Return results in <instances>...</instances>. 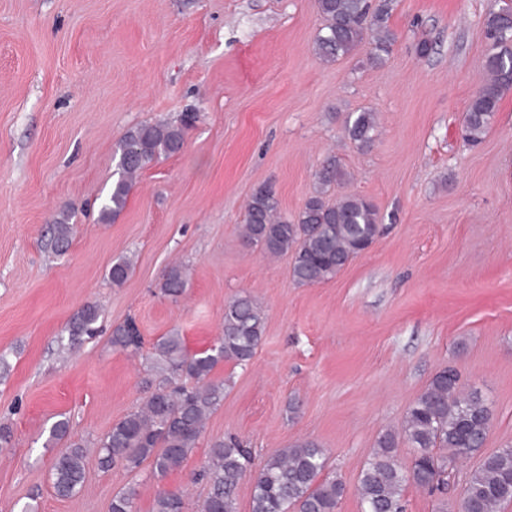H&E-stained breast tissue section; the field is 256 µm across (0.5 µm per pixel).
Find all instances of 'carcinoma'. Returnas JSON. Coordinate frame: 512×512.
Wrapping results in <instances>:
<instances>
[{"label":"carcinoma","mask_w":512,"mask_h":512,"mask_svg":"<svg viewBox=\"0 0 512 512\" xmlns=\"http://www.w3.org/2000/svg\"><path fill=\"white\" fill-rule=\"evenodd\" d=\"M323 27L314 44V54L322 61L348 56L372 33L376 61L387 54L395 36L387 25L392 0H317ZM488 48L484 57L485 78L470 99L464 114L467 140L482 141L490 128L505 92L512 90V6L504 5L485 19ZM196 116L187 113L177 124L159 122L136 126L125 133L114 150L116 160L112 193L101 207L100 218L107 222L124 209L137 174L148 164L179 153L187 130ZM376 123L373 112L352 113L346 122L348 138L359 148L371 145ZM345 173L336 157L327 156L316 173L314 195L307 198L292 218L279 212L278 199L269 185L251 195L244 224L245 239L272 255L292 253L290 273L299 285H315L336 275L352 259L365 252L380 233L378 211L366 197L348 194L334 203L323 195L340 183ZM62 215L49 227V246L57 257L64 256L76 233ZM132 269L124 256L112 263V284L122 285ZM189 286L186 266L166 269L161 294L174 301ZM101 317L98 304L79 308L65 326L68 347L98 333ZM264 333V317L247 294L236 295L224 304L222 336L199 353L186 350L179 333L161 337L147 357L149 390L143 405L112 424L94 442L70 435L69 420L62 417L50 427L48 445L66 440L68 445L53 460L51 481L55 494L71 498L86 478L89 448H96L103 470L121 464L137 472L148 463L151 477L161 482L179 470L196 447L208 416L224 403L226 382L212 379V372L224 362L246 366L254 357ZM112 346L131 354L141 352L142 340L134 322L112 329ZM459 376L451 367L438 371L407 409L398 432L387 431L377 442L373 457L361 470L354 493L362 512H405L403 490L412 482L432 488L448 473V465L458 466L471 457H482L469 473L462 498L469 512H496L512 503V446L485 455L483 446L490 432L493 412L479 391H458ZM405 442L415 449L410 470L396 459V449ZM250 449L234 438H218L210 443L207 460L198 479L207 486L200 512H237V491L242 479L253 473L251 512H337L346 494V485L328 470L325 449L310 439L297 441L269 457L252 472ZM137 492L125 487L112 495L109 512H137ZM154 512H186L181 491L161 490Z\"/></svg>","instance_id":"carcinoma-1"}]
</instances>
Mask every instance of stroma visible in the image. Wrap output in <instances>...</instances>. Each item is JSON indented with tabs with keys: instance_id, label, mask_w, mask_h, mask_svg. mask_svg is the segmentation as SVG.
<instances>
[{
	"instance_id": "35a3bbf8",
	"label": "stroma",
	"mask_w": 512,
	"mask_h": 512,
	"mask_svg": "<svg viewBox=\"0 0 512 512\" xmlns=\"http://www.w3.org/2000/svg\"><path fill=\"white\" fill-rule=\"evenodd\" d=\"M498 8L395 0L396 41L374 66L366 43L333 63L315 57L316 0H0V353L11 363L0 420L14 429L0 450V512L32 497L39 512H109L130 485L138 512H153L163 488L198 505L196 474L228 436L260 462L315 439L348 487L338 512H361L353 487L379 435L400 428L446 365L492 406L486 449L512 445V91L480 145L461 133ZM362 109L377 116L365 149L345 132ZM184 112L198 116L184 150L147 165L121 214L101 222L119 139ZM330 154L349 175L343 192L376 205L382 232L335 277L298 286L288 258L247 245L239 226L267 182L281 212L297 214ZM68 208L77 231L58 258L47 230ZM121 255L134 267L115 286ZM176 260L191 279L174 302L158 284ZM240 293L262 307L264 336L248 366L215 370L230 381L224 404L183 468L158 482L91 457L80 492L57 497L45 445L56 416L92 441L147 395L146 364L110 346L113 326L134 319L145 353L172 330L201 350ZM87 303L102 308L99 335L63 349ZM475 465L442 491L407 484L405 512H438Z\"/></svg>"
}]
</instances>
